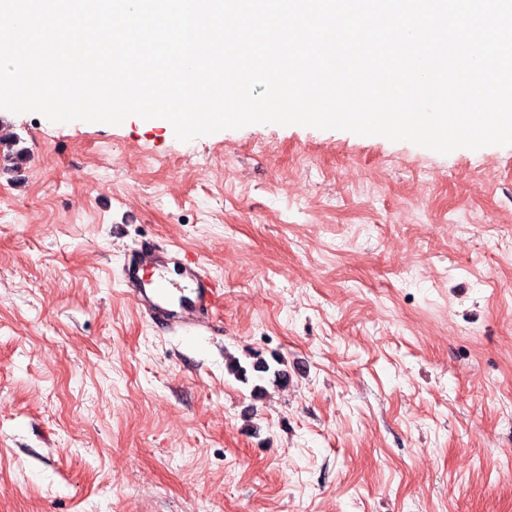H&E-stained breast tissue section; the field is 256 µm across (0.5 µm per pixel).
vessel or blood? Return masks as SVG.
Here are the masks:
<instances>
[{
    "instance_id": "obj_1",
    "label": "vessel or blood",
    "mask_w": 512,
    "mask_h": 512,
    "mask_svg": "<svg viewBox=\"0 0 512 512\" xmlns=\"http://www.w3.org/2000/svg\"><path fill=\"white\" fill-rule=\"evenodd\" d=\"M174 263L172 248L139 244L124 258L123 283L157 333L207 330L213 308L209 276L201 264L188 259L178 264L180 280H170L167 273Z\"/></svg>"
}]
</instances>
